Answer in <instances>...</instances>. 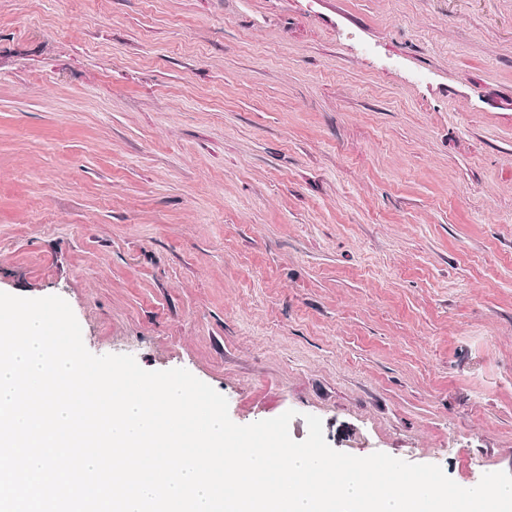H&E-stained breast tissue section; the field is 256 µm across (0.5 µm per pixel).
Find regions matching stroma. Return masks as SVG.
<instances>
[{"label":"stroma","instance_id":"35a3bbf8","mask_svg":"<svg viewBox=\"0 0 512 512\" xmlns=\"http://www.w3.org/2000/svg\"><path fill=\"white\" fill-rule=\"evenodd\" d=\"M0 292L236 424L512 473V0H0Z\"/></svg>","mask_w":512,"mask_h":512}]
</instances>
